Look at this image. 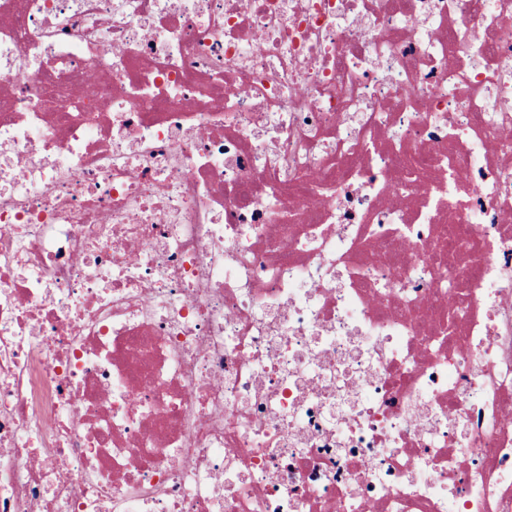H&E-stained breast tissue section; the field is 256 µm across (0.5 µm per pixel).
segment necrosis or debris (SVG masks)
<instances>
[{
  "label": "necrosis or debris",
  "instance_id": "obj_1",
  "mask_svg": "<svg viewBox=\"0 0 512 512\" xmlns=\"http://www.w3.org/2000/svg\"><path fill=\"white\" fill-rule=\"evenodd\" d=\"M0 512H512V0H0Z\"/></svg>",
  "mask_w": 512,
  "mask_h": 512
}]
</instances>
